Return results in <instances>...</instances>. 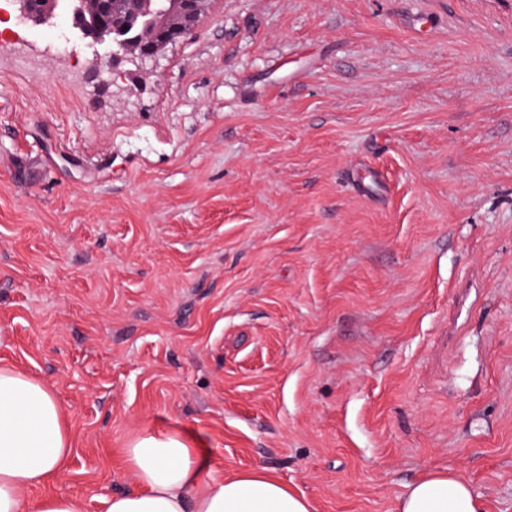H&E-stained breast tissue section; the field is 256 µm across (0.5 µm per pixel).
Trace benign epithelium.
<instances>
[{
    "instance_id": "obj_1",
    "label": "benign epithelium",
    "mask_w": 512,
    "mask_h": 512,
    "mask_svg": "<svg viewBox=\"0 0 512 512\" xmlns=\"http://www.w3.org/2000/svg\"><path fill=\"white\" fill-rule=\"evenodd\" d=\"M17 18L44 25L58 16L55 0H11ZM207 0H73L72 20L95 44L108 43L110 57L96 60L112 69V57L152 60L170 43L187 35Z\"/></svg>"
}]
</instances>
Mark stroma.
<instances>
[{
    "label": "stroma",
    "instance_id": "35a3bbf8",
    "mask_svg": "<svg viewBox=\"0 0 512 512\" xmlns=\"http://www.w3.org/2000/svg\"><path fill=\"white\" fill-rule=\"evenodd\" d=\"M105 50L65 10L0 43V366L73 440L26 500L105 512L151 428L313 512L435 471L512 512V0H209Z\"/></svg>",
    "mask_w": 512,
    "mask_h": 512
}]
</instances>
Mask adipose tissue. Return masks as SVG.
Segmentation results:
<instances>
[{"instance_id": "adipose-tissue-1", "label": "adipose tissue", "mask_w": 512, "mask_h": 512, "mask_svg": "<svg viewBox=\"0 0 512 512\" xmlns=\"http://www.w3.org/2000/svg\"><path fill=\"white\" fill-rule=\"evenodd\" d=\"M72 443L61 406L41 381L0 366V512H81L71 497L26 505L24 491L67 466ZM136 490L117 493L107 512H311L312 505L273 477L254 470L213 477L204 457L179 434L146 429L124 450ZM470 486L445 473L414 483L399 512H485Z\"/></svg>"}]
</instances>
